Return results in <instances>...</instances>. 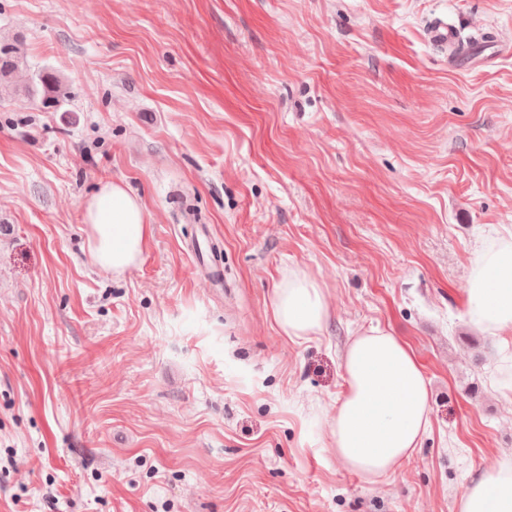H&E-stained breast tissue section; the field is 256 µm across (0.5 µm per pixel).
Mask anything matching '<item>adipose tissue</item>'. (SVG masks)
Returning a JSON list of instances; mask_svg holds the SVG:
<instances>
[{
	"label": "adipose tissue",
	"mask_w": 512,
	"mask_h": 512,
	"mask_svg": "<svg viewBox=\"0 0 512 512\" xmlns=\"http://www.w3.org/2000/svg\"><path fill=\"white\" fill-rule=\"evenodd\" d=\"M85 248L99 269L120 273L140 262L151 237L142 200L109 180L83 205ZM274 319L290 340H303L325 323L327 294L300 272L275 288ZM470 325L491 336L512 334V236L482 249L465 290ZM344 391L330 438L346 469L376 479L396 471L421 444L430 423V392L410 348L372 329L352 337L342 356ZM458 512H512V456L480 471L460 495Z\"/></svg>",
	"instance_id": "adipose-tissue-1"
}]
</instances>
